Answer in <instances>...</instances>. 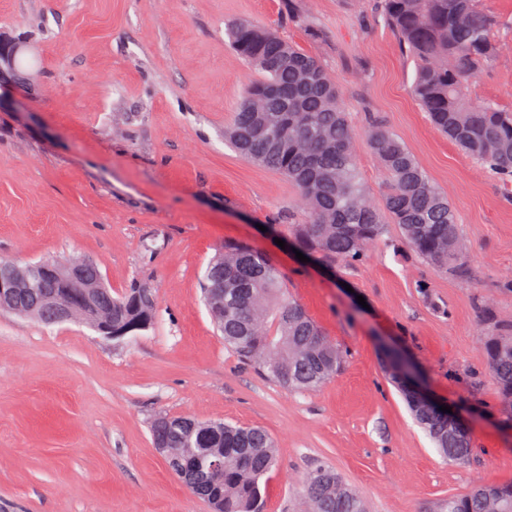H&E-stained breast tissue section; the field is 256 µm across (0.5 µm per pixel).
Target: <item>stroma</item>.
Segmentation results:
<instances>
[{
    "label": "stroma",
    "instance_id": "obj_1",
    "mask_svg": "<svg viewBox=\"0 0 512 512\" xmlns=\"http://www.w3.org/2000/svg\"><path fill=\"white\" fill-rule=\"evenodd\" d=\"M480 2L501 51L467 98L512 110V0ZM240 20L315 57L357 130L378 116L405 142L457 212L470 279L436 272L393 224L353 268L281 249L298 189L224 142L259 77L224 34ZM0 37L23 41L30 63L0 104V256L77 253L112 290L141 280L158 295L151 328L120 340L0 310V512H212L151 442L164 414L266 429V512H304L301 483L320 465L369 512H439L482 482L512 484V425L477 310L484 297L512 321V185L412 98L414 64L379 0H0ZM227 240L267 254L345 352L318 390L278 386L217 336L199 282ZM389 344L464 424L465 464L411 417L382 366Z\"/></svg>",
    "mask_w": 512,
    "mask_h": 512
}]
</instances>
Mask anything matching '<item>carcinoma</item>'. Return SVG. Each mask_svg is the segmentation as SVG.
Here are the masks:
<instances>
[{
  "mask_svg": "<svg viewBox=\"0 0 512 512\" xmlns=\"http://www.w3.org/2000/svg\"><path fill=\"white\" fill-rule=\"evenodd\" d=\"M382 15L416 61L411 93L432 124L503 185H511L512 111L491 101L466 100L470 79L499 51L495 17L479 0H382ZM228 36L262 77L248 84L224 140L242 157L286 176L297 187L305 218L288 228L302 252L354 267L369 246L383 239L388 225L395 224L409 247L437 271L458 278L470 275L463 246L448 250V241L463 240L456 211L397 135L380 122L366 131L387 177L377 205L359 177L352 148L355 132L340 106L341 90L323 66L248 20L233 24ZM74 263L83 264L85 279L101 281L89 312L112 313V339L150 328L156 308L153 288L133 281L114 292L96 262L78 255L53 260L59 267ZM25 266L0 257V281L12 279ZM201 288L224 345L280 386L310 391L341 369L342 351L299 303L285 296L280 272L251 245L224 242L207 263ZM77 293L78 284L60 273L40 277L33 287L16 293L5 310L43 323L47 297ZM480 313L487 326L490 372L503 412L512 419V323L485 307ZM408 407L448 461L466 463L470 442L450 448L439 435L448 427L444 412L432 409L424 415L413 403ZM150 432L153 443L171 448L170 471L214 512H263L261 484L276 464L266 430L160 415ZM303 497L309 512H365L359 495L329 466L307 476ZM441 512H512V485L485 482L448 498Z\"/></svg>",
  "mask_w": 512,
  "mask_h": 512,
  "instance_id": "1",
  "label": "carcinoma"
}]
</instances>
